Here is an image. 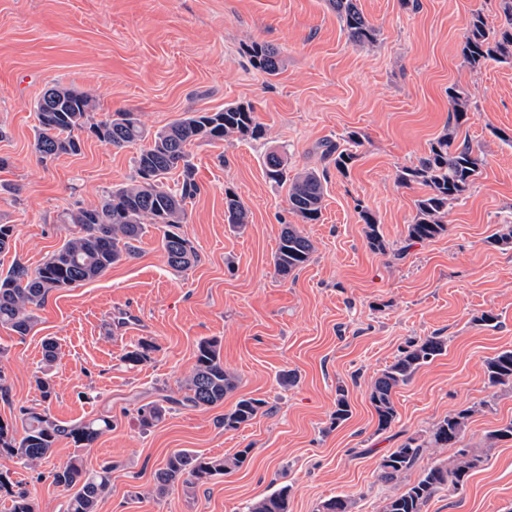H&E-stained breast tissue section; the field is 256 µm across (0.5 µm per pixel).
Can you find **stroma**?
I'll return each instance as SVG.
<instances>
[{"mask_svg":"<svg viewBox=\"0 0 512 512\" xmlns=\"http://www.w3.org/2000/svg\"><path fill=\"white\" fill-rule=\"evenodd\" d=\"M360 0L379 29L375 45L348 43L327 0H0V224L14 227L0 274L13 261L37 268L77 233L62 217L98 206L113 186L130 182L135 148L84 136L75 155L41 161L35 153V105L56 85L91 94L102 119L138 114L157 130L187 112L232 103L255 108L266 136L236 135L189 147L200 193L181 232L197 247L192 268H172L150 229L133 258L103 276L52 291L28 335L0 327V421L21 424V409L47 410L75 424L105 417L112 427L80 449L60 439L34 468L0 457L38 505L67 512L71 489L53 480L71 456L87 468L113 463L97 512H244L278 486L291 487L290 512H317L348 496L353 512H382L393 485L379 478L383 456L408 436L427 438L448 412L474 408L462 446L483 455L457 494L437 493L424 512H512V441L489 445V431L512 421V388L493 387L485 362L512 348V248L488 245L512 225V66L464 63L463 36L473 13L499 25L497 0ZM253 40L274 45L278 75L253 69L242 53ZM471 98L459 132L483 166L471 192L451 204L448 230L413 245L406 227L422 186H401L400 167L417 164L448 127V89ZM357 130L365 139L349 175L328 168L324 144ZM286 148L292 172L327 169L322 217L301 226L314 252L288 279L274 272L283 224L297 222L286 189L269 182L264 158ZM247 210L239 227L224 217L226 192ZM370 209L391 250H370L360 208ZM403 257H394L396 249ZM489 311L498 326L474 319ZM444 336L446 352L394 395L397 419L378 430L369 401L375 378L410 338ZM157 349L127 368L122 355L143 338ZM214 337L226 371L239 384L222 404L202 410L177 403L143 431L138 408L186 392L196 344ZM58 354L43 362V343ZM54 394L43 400L38 371ZM295 372L293 385H281ZM351 415L332 425L336 387ZM268 401V413L236 431L221 419L242 398ZM242 466L208 483L175 484L155 496L154 475L170 453L194 450Z\"/></svg>","mask_w":512,"mask_h":512,"instance_id":"stroma-1","label":"stroma"}]
</instances>
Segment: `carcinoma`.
Instances as JSON below:
<instances>
[{
    "label": "carcinoma",
    "instance_id": "carcinoma-1",
    "mask_svg": "<svg viewBox=\"0 0 512 512\" xmlns=\"http://www.w3.org/2000/svg\"><path fill=\"white\" fill-rule=\"evenodd\" d=\"M336 13L347 41L354 46L372 45L379 34L358 7V0H328ZM504 22L497 27L487 25L484 17L475 13L464 34L461 53L473 68L489 61L512 64V0H499ZM252 66L270 76L278 74L282 60L271 44L253 40L244 46ZM448 130L430 143L428 152L418 164L397 171L399 184L409 187L421 184L428 192L416 200V214L407 225V241H431L447 232L443 218L448 204L466 197L480 174L482 159L475 155L468 140L457 141L460 128L469 120V94L458 86L448 88ZM95 99L74 89L54 86L37 103L38 125L34 148L41 160L80 150V134L86 132L101 142L117 148L138 147L134 157L133 184H121L106 191L100 205L78 208L66 213L62 221L78 227V235L54 251L36 270L31 271L14 261L6 275H0V325L24 336L36 319L48 294L58 288L94 280L136 252V243L149 227L163 231L162 245L168 263L177 270H186L199 260L193 242L177 229L184 223L186 204L199 192L195 167L187 147L191 142L206 138L213 142L237 134L260 140L265 126L260 123L254 107L247 103L230 104L216 112L188 113L170 125L152 133L131 111H117L104 119H94ZM364 135L349 131L343 144L328 143L326 157L336 171L347 175L358 158V148ZM265 177L277 186L288 187L291 213L305 224L321 219L327 171L311 170L302 175H290L286 152L271 151L266 155ZM225 219L236 227L245 223L242 203L230 192L225 194ZM366 224L368 247L379 253L387 252V243L379 231L376 217L366 208L360 210ZM313 253V244L294 224L284 225L274 255L275 274L282 279L292 276L306 265ZM155 344L141 339L125 352L123 362L134 369L151 360ZM447 341L442 336L409 339L400 355L377 376L371 386L369 400L377 418V430L385 431L397 419L393 396L407 384L423 366L442 355ZM485 374L493 386L512 387V349L497 352L485 363ZM237 387V380L224 370L220 342L203 339L197 345L195 363L187 381V392L179 400L182 405L207 409L224 401ZM268 402L261 398H242L224 413V430H238L266 412ZM167 408L159 402L142 405L137 411L141 429L148 430L162 421ZM347 390L336 388L332 424L350 417ZM475 409L468 407L448 414L434 428L431 441L437 446L456 449L455 459L448 465H437L408 487L387 499L383 512H423V507L438 492L454 494L462 490L471 473L484 459L459 446L464 428ZM24 435L16 438L9 425L0 421V457L18 459L34 468L48 458L54 445L70 438L86 447L111 427L110 420L94 418L77 424L63 425L45 411L22 410ZM424 444L410 436L398 448L384 456L379 464L380 478L392 482L410 471L422 455ZM251 449L241 448L233 457H210L191 450H176L169 454L155 474L154 492L166 495L178 482L187 487L204 485L245 462ZM113 465L105 463L90 472L76 454L54 473V481L76 488L69 500L68 512H96L100 498L110 488ZM0 500L9 503L7 512H37V503L22 483L9 471H0ZM352 501L345 496H333L321 503L318 512H351ZM247 512H289L288 486L274 489L247 506Z\"/></svg>",
    "mask_w": 512,
    "mask_h": 512
}]
</instances>
